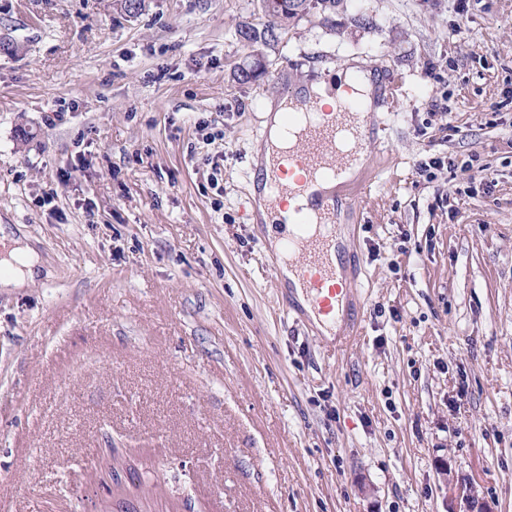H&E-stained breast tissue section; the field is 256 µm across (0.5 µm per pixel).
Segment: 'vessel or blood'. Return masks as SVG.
<instances>
[{
  "label": "vessel or blood",
  "instance_id": "vessel-or-blood-1",
  "mask_svg": "<svg viewBox=\"0 0 512 512\" xmlns=\"http://www.w3.org/2000/svg\"><path fill=\"white\" fill-rule=\"evenodd\" d=\"M357 108L355 100H346L337 119L330 121L311 101L303 115H286L282 133L297 135L298 143L283 152L280 163L265 179L264 190L271 202L288 194L304 196L314 182L335 178L346 165L341 147L354 133L346 119ZM336 224L335 209L323 207L314 215L307 207H298L291 220L280 221L271 253L277 266L294 260L309 305L327 317L335 315L337 306L352 291L351 281L338 278L329 257L330 249L339 244Z\"/></svg>",
  "mask_w": 512,
  "mask_h": 512
}]
</instances>
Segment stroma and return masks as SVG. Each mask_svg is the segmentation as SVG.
Instances as JSON below:
<instances>
[{
    "label": "stroma",
    "instance_id": "1",
    "mask_svg": "<svg viewBox=\"0 0 512 512\" xmlns=\"http://www.w3.org/2000/svg\"><path fill=\"white\" fill-rule=\"evenodd\" d=\"M145 5L0 0V226L44 264L0 289V512H464L457 481L512 512V0H342L246 84L258 0ZM354 58L388 89L336 191L338 351L288 309L253 148Z\"/></svg>",
    "mask_w": 512,
    "mask_h": 512
}]
</instances>
